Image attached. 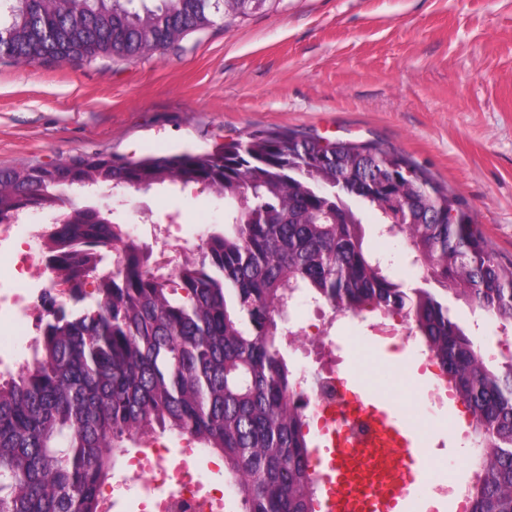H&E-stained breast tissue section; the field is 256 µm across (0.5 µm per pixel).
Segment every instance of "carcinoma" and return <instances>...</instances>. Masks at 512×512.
Returning <instances> with one entry per match:
<instances>
[{
    "mask_svg": "<svg viewBox=\"0 0 512 512\" xmlns=\"http://www.w3.org/2000/svg\"><path fill=\"white\" fill-rule=\"evenodd\" d=\"M0 0V58L136 59L270 0ZM202 186L224 228L174 271L75 206L51 225L48 265L95 299L41 321L30 362L0 377V512H99L129 446L169 432L224 459L243 512H316L307 416L281 347L296 298L337 314L400 316L468 409L479 446L470 512H512V358L488 365L432 288H407L363 224L400 238L427 283L512 326V264L462 199L401 152L288 131L211 153H102L0 168V224L53 211L65 191Z\"/></svg>",
    "mask_w": 512,
    "mask_h": 512,
    "instance_id": "obj_1",
    "label": "carcinoma"
}]
</instances>
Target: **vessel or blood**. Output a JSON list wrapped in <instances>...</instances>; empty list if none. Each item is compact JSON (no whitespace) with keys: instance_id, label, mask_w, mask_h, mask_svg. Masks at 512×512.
I'll list each match as a JSON object with an SVG mask.
<instances>
[{"instance_id":"obj_1","label":"vessel or blood","mask_w":512,"mask_h":512,"mask_svg":"<svg viewBox=\"0 0 512 512\" xmlns=\"http://www.w3.org/2000/svg\"><path fill=\"white\" fill-rule=\"evenodd\" d=\"M366 426L350 442L329 437L315 452L321 512H421L429 482V442L390 400L364 390L351 403Z\"/></svg>"}]
</instances>
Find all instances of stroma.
<instances>
[{
  "instance_id": "obj_1",
  "label": "stroma",
  "mask_w": 512,
  "mask_h": 512,
  "mask_svg": "<svg viewBox=\"0 0 512 512\" xmlns=\"http://www.w3.org/2000/svg\"><path fill=\"white\" fill-rule=\"evenodd\" d=\"M288 129L401 151L459 194L512 262V0H280L146 58L0 60V167L204 153ZM77 201L139 225L147 244L172 212L192 243L224 222L223 198L196 187L131 190L120 204L105 187ZM448 309L486 361L512 355V330L453 295ZM374 320L348 316L332 329L339 377L419 403L435 379L418 339L374 336ZM463 410L448 401L421 419L433 449L430 494L471 480Z\"/></svg>"
}]
</instances>
